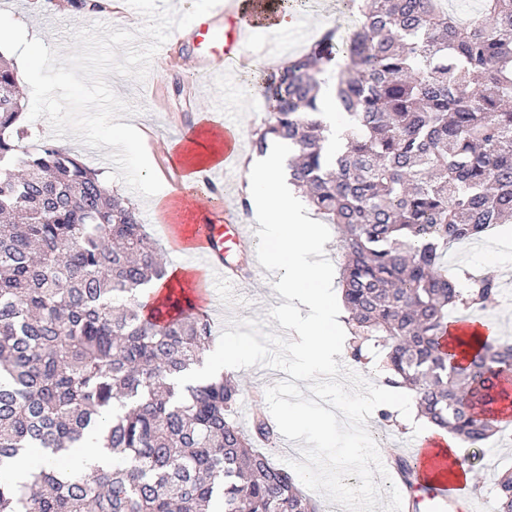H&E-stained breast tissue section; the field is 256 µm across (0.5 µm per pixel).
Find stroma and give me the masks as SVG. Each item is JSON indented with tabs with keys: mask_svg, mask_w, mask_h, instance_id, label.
<instances>
[{
	"mask_svg": "<svg viewBox=\"0 0 512 512\" xmlns=\"http://www.w3.org/2000/svg\"><path fill=\"white\" fill-rule=\"evenodd\" d=\"M0 10H6L17 18L31 19L34 31L42 37L46 46L66 53L73 44L75 30L96 23L113 26L114 29H130L141 22L137 13L114 19L110 14H90L69 7L67 0H0ZM297 25L289 30V48L263 57L266 69L279 67L283 58L292 56V48L309 38L312 30L325 32L340 30L349 32L358 24L356 15L342 10L340 0H304L296 10ZM183 60L175 66L165 63L151 64L144 80L114 73L108 74L107 82L115 93L132 106L135 111L126 116L128 124L136 126L143 136L145 148L153 168H160L171 156L175 142L171 122H179L184 128L195 126L201 111L212 110L220 100H227V119L237 127L242 137L241 154L245 160L252 156V140L267 117L263 99L240 75H213L210 83H203L196 76L195 48L186 45ZM161 96L169 106L168 112L158 111L154 96ZM31 148L56 141L48 120L40 118L29 124ZM69 148L87 167L106 178L107 187L134 204L142 223L155 238L159 254L169 263L182 262L183 257L162 237L157 225L158 217L151 200L131 191L122 181L108 180L114 169L106 156L108 147L93 149L72 135L58 139ZM449 268L465 267L478 272H492L499 282L500 298L489 303L484 310L487 318L497 324V337L512 340V224L504 225L480 240L478 246L469 248L459 244L448 251ZM201 301L210 316L216 341L227 338H242L259 349L258 355L241 368L245 383L243 405H250L255 392H263L270 386L288 380L298 382L296 361L292 355L293 331L284 314V299L271 288L256 281L244 287H227L222 282L211 284ZM471 466L477 475L481 496L491 499V488L500 470L512 468V424L501 426L485 445L467 448Z\"/></svg>",
	"mask_w": 512,
	"mask_h": 512,
	"instance_id": "obj_1",
	"label": "stroma"
}]
</instances>
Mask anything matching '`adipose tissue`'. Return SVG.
<instances>
[{
    "instance_id": "1",
    "label": "adipose tissue",
    "mask_w": 512,
    "mask_h": 512,
    "mask_svg": "<svg viewBox=\"0 0 512 512\" xmlns=\"http://www.w3.org/2000/svg\"><path fill=\"white\" fill-rule=\"evenodd\" d=\"M223 150V138L208 131L180 144L177 158L187 168L186 191L198 187L194 168L217 162ZM247 168L240 196L264 221L259 247L279 271L275 287L305 311L304 317L292 320L291 325L298 337V376L309 380L334 368L345 353L340 305L325 269L314 260L322 247L323 233L318 225L307 223L296 191L285 183L278 151L250 161Z\"/></svg>"
}]
</instances>
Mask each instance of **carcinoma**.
I'll return each instance as SVG.
<instances>
[{
	"instance_id": "1",
	"label": "carcinoma",
	"mask_w": 512,
	"mask_h": 512,
	"mask_svg": "<svg viewBox=\"0 0 512 512\" xmlns=\"http://www.w3.org/2000/svg\"><path fill=\"white\" fill-rule=\"evenodd\" d=\"M443 0H342L359 25L322 35L276 70L245 76L268 119L252 148L288 143V174L342 232L340 285L356 344L380 338L387 382L461 443L482 446L509 400L512 344L462 359L450 313L482 308L498 281L448 273V246L512 221V0H482L460 24ZM335 81L350 127L337 145L321 107ZM27 103L0 58V469L31 448L64 454L89 437L112 465L43 460L22 492L0 476V512H321L258 447L277 437L261 409L235 419L229 375L187 382L213 341L174 291L136 208L66 148L27 150ZM492 512H512V471Z\"/></svg>"
}]
</instances>
